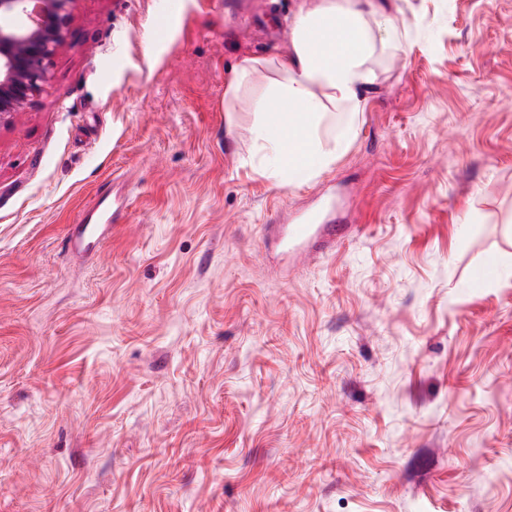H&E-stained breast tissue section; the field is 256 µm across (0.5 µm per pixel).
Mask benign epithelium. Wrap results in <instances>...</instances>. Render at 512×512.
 <instances>
[{
	"instance_id": "7a95c632",
	"label": "benign epithelium",
	"mask_w": 512,
	"mask_h": 512,
	"mask_svg": "<svg viewBox=\"0 0 512 512\" xmlns=\"http://www.w3.org/2000/svg\"><path fill=\"white\" fill-rule=\"evenodd\" d=\"M68 24L65 0H0V126L47 81Z\"/></svg>"
}]
</instances>
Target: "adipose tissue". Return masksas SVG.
<instances>
[{
  "label": "adipose tissue",
  "mask_w": 512,
  "mask_h": 512,
  "mask_svg": "<svg viewBox=\"0 0 512 512\" xmlns=\"http://www.w3.org/2000/svg\"><path fill=\"white\" fill-rule=\"evenodd\" d=\"M407 27L393 0H317L299 9L293 51L278 63L282 79L256 105L255 143L269 178L307 183L347 148L377 33Z\"/></svg>",
  "instance_id": "ef3b65f1"
}]
</instances>
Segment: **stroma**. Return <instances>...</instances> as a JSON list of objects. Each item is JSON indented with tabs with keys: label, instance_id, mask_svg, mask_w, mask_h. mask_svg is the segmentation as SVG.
<instances>
[{
	"label": "stroma",
	"instance_id": "obj_1",
	"mask_svg": "<svg viewBox=\"0 0 512 512\" xmlns=\"http://www.w3.org/2000/svg\"><path fill=\"white\" fill-rule=\"evenodd\" d=\"M179 2L162 33L159 0H68L0 127V512H512V0H396L301 186L253 131L305 0ZM321 205L352 234L279 260L267 225ZM261 62L253 58L242 60L239 69L235 70L232 77L226 82L224 90V104L227 105L225 111H233V104L238 98L239 90L243 79L257 68ZM101 197H97L93 206L89 209L81 224L77 225V231L68 240V247L75 253H81L88 249L92 242L100 244L104 239V232L109 225L115 223L121 206L118 205L111 211L100 210ZM97 214V224H89L92 217Z\"/></svg>",
	"mask_w": 512,
	"mask_h": 512
}]
</instances>
